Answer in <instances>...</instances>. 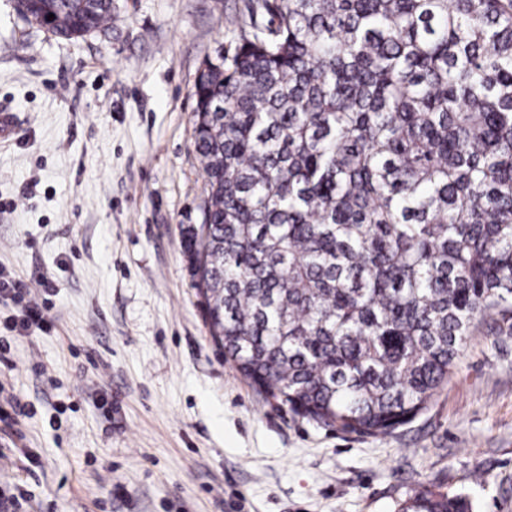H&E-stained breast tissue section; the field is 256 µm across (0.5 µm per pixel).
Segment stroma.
Wrapping results in <instances>:
<instances>
[{"instance_id":"1","label":"stroma","mask_w":512,"mask_h":512,"mask_svg":"<svg viewBox=\"0 0 512 512\" xmlns=\"http://www.w3.org/2000/svg\"><path fill=\"white\" fill-rule=\"evenodd\" d=\"M67 41L0 0V266L51 279L48 329L0 301V492L17 512H512V336H475L386 436L296 415L225 360L181 247L207 186L191 97L261 0H114ZM26 403L19 434L2 423ZM398 512H472V505L463 494L427 493L400 504Z\"/></svg>"}]
</instances>
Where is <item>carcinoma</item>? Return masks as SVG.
I'll use <instances>...</instances> for the list:
<instances>
[{"instance_id":"1","label":"carcinoma","mask_w":512,"mask_h":512,"mask_svg":"<svg viewBox=\"0 0 512 512\" xmlns=\"http://www.w3.org/2000/svg\"><path fill=\"white\" fill-rule=\"evenodd\" d=\"M67 39L112 0H24ZM194 86L208 185L183 248L237 369L384 435L512 319V0H263ZM54 18H48V15ZM398 512H472L427 493Z\"/></svg>"}]
</instances>
